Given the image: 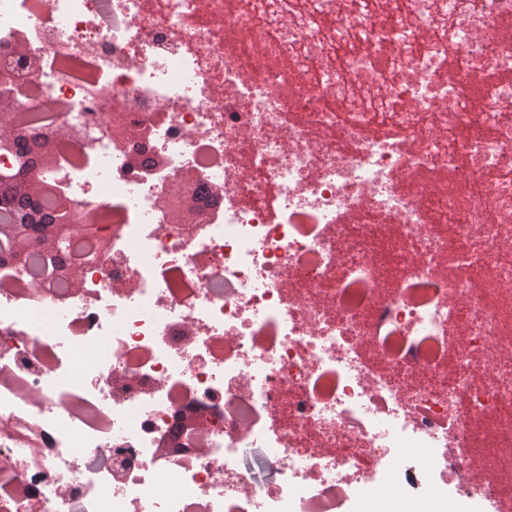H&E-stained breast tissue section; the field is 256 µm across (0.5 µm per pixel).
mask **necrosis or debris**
I'll use <instances>...</instances> for the list:
<instances>
[{"mask_svg":"<svg viewBox=\"0 0 512 512\" xmlns=\"http://www.w3.org/2000/svg\"><path fill=\"white\" fill-rule=\"evenodd\" d=\"M1 84L111 234L0 263V512H512V0H0ZM429 485L433 488V493L436 495H446L447 497L453 498L466 506L469 511L483 512L482 504L478 502L480 496L462 497L459 496L454 488V484L450 480H443L437 477L433 472L430 474Z\"/></svg>","mask_w":512,"mask_h":512,"instance_id":"1","label":"necrosis or debris"}]
</instances>
